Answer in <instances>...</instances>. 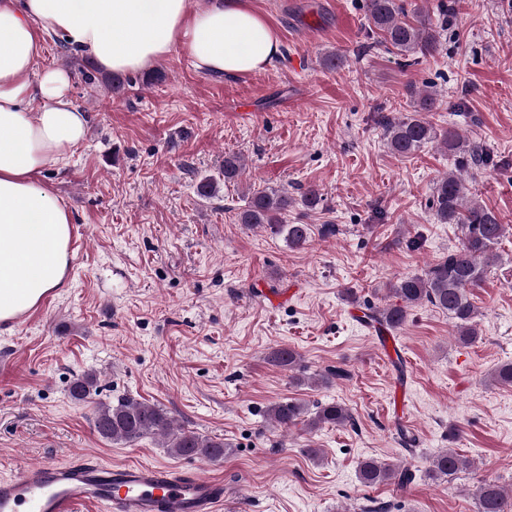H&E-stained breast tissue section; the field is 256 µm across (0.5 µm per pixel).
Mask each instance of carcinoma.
Segmentation results:
<instances>
[{
  "label": "carcinoma",
  "mask_w": 512,
  "mask_h": 512,
  "mask_svg": "<svg viewBox=\"0 0 512 512\" xmlns=\"http://www.w3.org/2000/svg\"><path fill=\"white\" fill-rule=\"evenodd\" d=\"M366 12L380 44L400 56L425 57L438 50L439 29L443 17L448 15V5L440 0L434 11L422 4H415L409 10L402 0H366ZM435 104L436 92L422 91L413 113L384 119V138L391 153L399 157H408L432 142H439L456 154L458 169L437 181L429 205L438 223L460 226L462 240L424 273L402 277L391 284L388 291L398 303L369 310L366 320L392 331L406 322L409 310L426 302L448 315L460 343L471 344L478 338L479 331L476 328L478 308L470 292L482 282L485 263L509 233V225L502 223L493 210L468 197L466 179L474 180L483 173L491 162L490 151L478 143L462 139L449 129H438L423 117V113L434 110ZM242 170L238 157L224 158V182H237ZM244 201L239 212L240 223L267 224L284 236L289 247L302 248L310 242V225L288 224L285 215L298 201L306 210L313 211L323 205L324 199L318 189L308 187L300 193L298 200L289 196L286 189L271 188L257 189ZM95 389L96 377L83 374L71 384L70 395L80 402L88 399ZM268 415L274 423L286 429L304 419L305 408L284 399L270 405ZM351 420L352 414L347 407L332 402L317 406L306 425L311 429L324 425L343 426ZM94 426L102 438L112 441L132 443L145 435L160 437L165 440L167 452L176 457L217 461L226 453L223 441L176 428L162 406L131 397L99 405ZM465 467L466 460L454 450L446 449L432 458L428 474L433 479H451ZM358 479L365 486L392 484L403 490L413 482L414 474L406 466L391 467L367 458L359 464ZM475 508L476 512H512V490L504 489L495 481L484 480L477 487Z\"/></svg>",
  "instance_id": "1"
}]
</instances>
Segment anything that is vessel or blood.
<instances>
[{
    "label": "vessel or blood",
    "mask_w": 512,
    "mask_h": 512,
    "mask_svg": "<svg viewBox=\"0 0 512 512\" xmlns=\"http://www.w3.org/2000/svg\"><path fill=\"white\" fill-rule=\"evenodd\" d=\"M223 481L166 465L76 458L22 466L0 478V512H222Z\"/></svg>",
    "instance_id": "vessel-or-blood-1"
}]
</instances>
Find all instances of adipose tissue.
I'll return each mask as SVG.
<instances>
[{
    "label": "adipose tissue",
    "mask_w": 512,
    "mask_h": 512,
    "mask_svg": "<svg viewBox=\"0 0 512 512\" xmlns=\"http://www.w3.org/2000/svg\"><path fill=\"white\" fill-rule=\"evenodd\" d=\"M63 38L108 72H138L184 50L209 74L266 69L281 43L242 0H0V328L63 287L74 216L43 181L84 138L89 115L68 71L37 70Z\"/></svg>",
    "instance_id": "ef3b65f1"
}]
</instances>
